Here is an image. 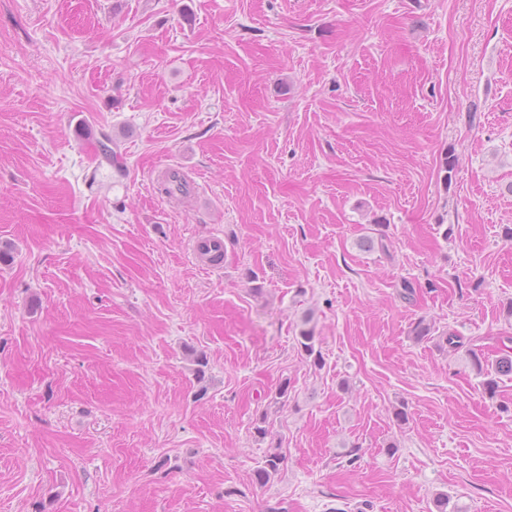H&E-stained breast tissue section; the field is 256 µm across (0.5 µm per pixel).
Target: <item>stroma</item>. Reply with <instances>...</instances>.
<instances>
[{"label":"stroma","mask_w":512,"mask_h":512,"mask_svg":"<svg viewBox=\"0 0 512 512\" xmlns=\"http://www.w3.org/2000/svg\"><path fill=\"white\" fill-rule=\"evenodd\" d=\"M511 231L512 0H0V512H512ZM311 321V317L308 316L301 321L296 339L306 357H313L314 365H320L322 363L321 352L315 348L316 336L314 327L310 325ZM283 461L284 457L279 451V447H275L273 452L267 455L264 465L255 471L254 477L256 483L261 486L267 484L271 477L279 472Z\"/></svg>","instance_id":"stroma-1"}]
</instances>
